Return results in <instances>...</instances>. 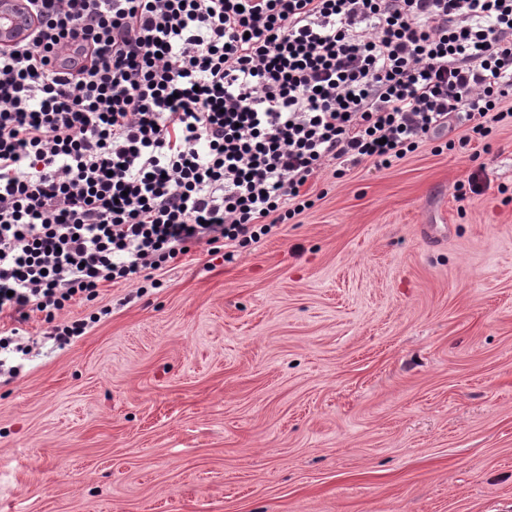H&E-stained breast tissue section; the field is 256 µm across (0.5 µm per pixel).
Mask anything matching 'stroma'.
<instances>
[{"label": "stroma", "mask_w": 512, "mask_h": 512, "mask_svg": "<svg viewBox=\"0 0 512 512\" xmlns=\"http://www.w3.org/2000/svg\"><path fill=\"white\" fill-rule=\"evenodd\" d=\"M310 181L0 381V512H512V126ZM477 195L456 184L477 163Z\"/></svg>", "instance_id": "obj_1"}]
</instances>
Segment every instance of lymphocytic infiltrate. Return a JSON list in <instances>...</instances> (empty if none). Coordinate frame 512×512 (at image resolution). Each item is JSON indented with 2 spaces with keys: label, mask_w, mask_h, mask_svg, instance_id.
Listing matches in <instances>:
<instances>
[{
  "label": "lymphocytic infiltrate",
  "mask_w": 512,
  "mask_h": 512,
  "mask_svg": "<svg viewBox=\"0 0 512 512\" xmlns=\"http://www.w3.org/2000/svg\"><path fill=\"white\" fill-rule=\"evenodd\" d=\"M0 50V355L103 286L230 260L429 135L512 124V0H30Z\"/></svg>",
  "instance_id": "f902f5d3"
}]
</instances>
